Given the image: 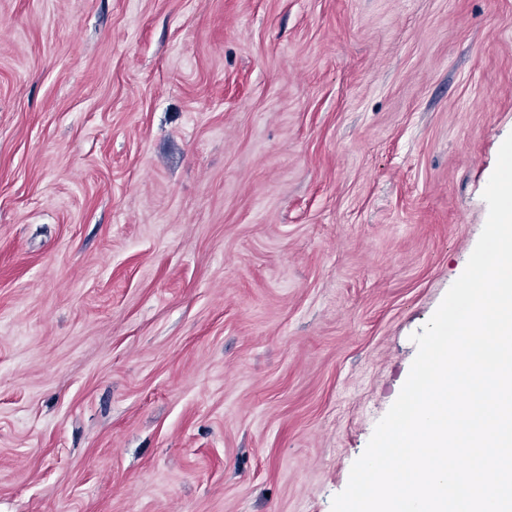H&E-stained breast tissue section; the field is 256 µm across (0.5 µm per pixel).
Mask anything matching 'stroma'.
Here are the masks:
<instances>
[{
    "instance_id": "35a3bbf8",
    "label": "stroma",
    "mask_w": 512,
    "mask_h": 512,
    "mask_svg": "<svg viewBox=\"0 0 512 512\" xmlns=\"http://www.w3.org/2000/svg\"><path fill=\"white\" fill-rule=\"evenodd\" d=\"M511 134L512 0H0V512H331Z\"/></svg>"
}]
</instances>
